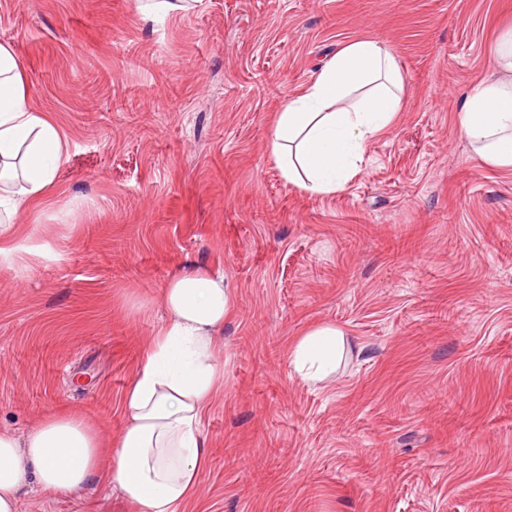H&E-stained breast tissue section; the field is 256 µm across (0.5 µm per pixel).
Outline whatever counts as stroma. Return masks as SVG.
<instances>
[{"label":"stroma","mask_w":512,"mask_h":512,"mask_svg":"<svg viewBox=\"0 0 512 512\" xmlns=\"http://www.w3.org/2000/svg\"><path fill=\"white\" fill-rule=\"evenodd\" d=\"M512 0H0V43L63 131L50 196L4 227L0 430L67 406L106 432L203 264L233 290L210 454L187 512H512V171L462 140ZM385 41L400 112L346 189L288 184L269 142L285 96L346 43ZM355 341L325 387L292 341ZM18 512H134L95 477ZM142 7V17L145 21L157 23L168 17L171 13L185 10L188 7L186 2L198 0H145Z\"/></svg>","instance_id":"1"}]
</instances>
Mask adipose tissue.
Here are the masks:
<instances>
[{
    "label": "adipose tissue",
    "mask_w": 512,
    "mask_h": 512,
    "mask_svg": "<svg viewBox=\"0 0 512 512\" xmlns=\"http://www.w3.org/2000/svg\"><path fill=\"white\" fill-rule=\"evenodd\" d=\"M497 78L462 103L459 132L489 167L512 170V29L492 49ZM405 76L386 43L356 39L337 50L306 90L283 98L270 150L284 179L313 196L343 191L367 147L400 110ZM67 143L32 106L27 65L0 44V224L46 198ZM167 320L147 342L123 394L127 422L114 438L73 410L45 413L23 435L0 430V512H17L27 478L65 494L105 477L138 512H185L208 459L202 426L222 375L214 354L224 343L232 293L222 275L191 265L161 291ZM352 345L345 329L322 324L297 336L290 365L307 385L330 381Z\"/></svg>",
    "instance_id": "1"
}]
</instances>
